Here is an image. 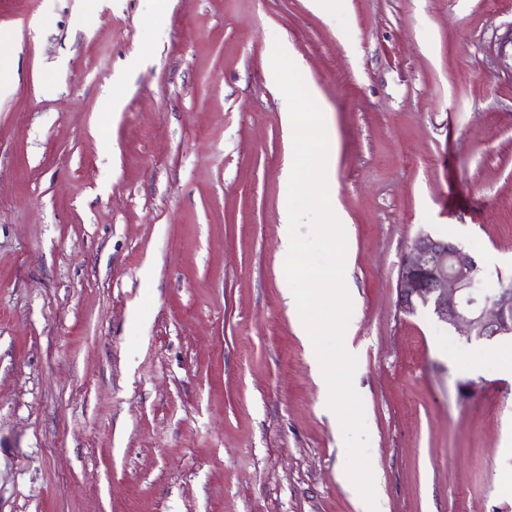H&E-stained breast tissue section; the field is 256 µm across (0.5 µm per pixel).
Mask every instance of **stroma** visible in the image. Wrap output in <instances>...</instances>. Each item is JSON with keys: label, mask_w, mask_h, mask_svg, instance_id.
I'll use <instances>...</instances> for the list:
<instances>
[{"label": "stroma", "mask_w": 512, "mask_h": 512, "mask_svg": "<svg viewBox=\"0 0 512 512\" xmlns=\"http://www.w3.org/2000/svg\"><path fill=\"white\" fill-rule=\"evenodd\" d=\"M278 41L333 134L378 508L512 512V336L397 288L422 232L512 281V0H0V512H360L281 292Z\"/></svg>", "instance_id": "1"}]
</instances>
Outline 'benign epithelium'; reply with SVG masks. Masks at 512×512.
Masks as SVG:
<instances>
[{
	"label": "benign epithelium",
	"instance_id": "obj_1",
	"mask_svg": "<svg viewBox=\"0 0 512 512\" xmlns=\"http://www.w3.org/2000/svg\"><path fill=\"white\" fill-rule=\"evenodd\" d=\"M478 265L456 243L430 233L412 241L399 267V310L429 311L471 343L512 334V286L477 287Z\"/></svg>",
	"mask_w": 512,
	"mask_h": 512
}]
</instances>
